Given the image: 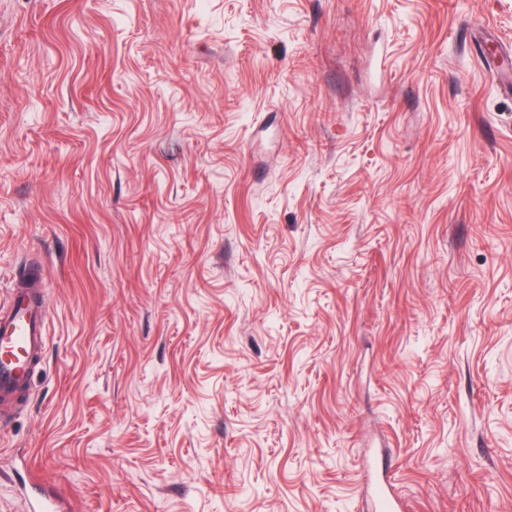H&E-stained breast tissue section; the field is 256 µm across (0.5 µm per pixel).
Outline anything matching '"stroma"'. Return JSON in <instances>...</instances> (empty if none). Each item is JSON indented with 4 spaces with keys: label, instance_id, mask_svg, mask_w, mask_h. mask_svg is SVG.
<instances>
[{
    "label": "stroma",
    "instance_id": "35a3bbf8",
    "mask_svg": "<svg viewBox=\"0 0 512 512\" xmlns=\"http://www.w3.org/2000/svg\"><path fill=\"white\" fill-rule=\"evenodd\" d=\"M512 0H0V288L47 345L0 512H512ZM24 489L27 494L26 512H60L63 510L61 503L53 497L46 496L36 490L27 491L26 483Z\"/></svg>",
    "mask_w": 512,
    "mask_h": 512
}]
</instances>
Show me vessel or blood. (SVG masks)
<instances>
[{"label":"vessel or blood","mask_w":512,"mask_h":512,"mask_svg":"<svg viewBox=\"0 0 512 512\" xmlns=\"http://www.w3.org/2000/svg\"><path fill=\"white\" fill-rule=\"evenodd\" d=\"M10 303L0 307V399L10 401L28 390L47 340V303L31 274L18 276Z\"/></svg>","instance_id":"vessel-or-blood-1"}]
</instances>
